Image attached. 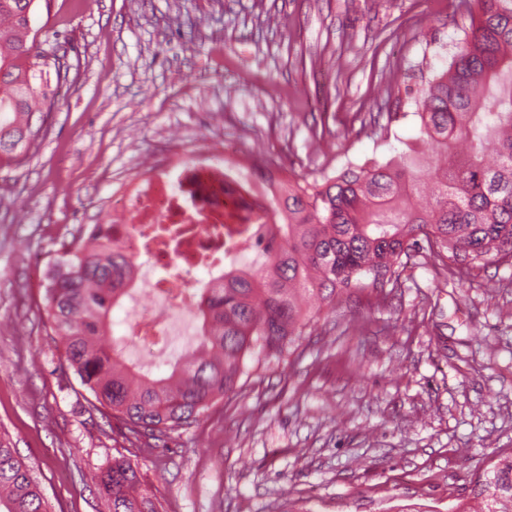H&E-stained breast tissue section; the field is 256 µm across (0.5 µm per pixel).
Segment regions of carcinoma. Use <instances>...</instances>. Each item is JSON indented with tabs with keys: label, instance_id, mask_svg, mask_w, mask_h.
<instances>
[{
	"label": "carcinoma",
	"instance_id": "carcinoma-1",
	"mask_svg": "<svg viewBox=\"0 0 512 512\" xmlns=\"http://www.w3.org/2000/svg\"><path fill=\"white\" fill-rule=\"evenodd\" d=\"M36 0H0V157L34 147L31 117L52 99L38 50ZM473 17L448 68L421 81L412 101L419 143L337 175L272 181L271 236L259 257L198 291L201 325L192 354L169 375L134 371L109 349L112 311L128 297L135 262L92 224L90 248L63 245L47 287L54 335L69 367L104 414L151 440L190 427L240 389L246 360L280 356L311 333L317 314L301 291L331 306L357 291L397 285L411 252L467 271L512 259V0H466ZM110 512H159L138 466L125 456L98 476ZM479 508L512 512V455L475 484ZM0 512H48L17 451L0 442Z\"/></svg>",
	"mask_w": 512,
	"mask_h": 512
}]
</instances>
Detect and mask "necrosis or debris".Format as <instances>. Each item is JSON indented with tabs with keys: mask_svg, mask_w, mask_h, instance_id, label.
Returning <instances> with one entry per match:
<instances>
[{
	"mask_svg": "<svg viewBox=\"0 0 512 512\" xmlns=\"http://www.w3.org/2000/svg\"><path fill=\"white\" fill-rule=\"evenodd\" d=\"M235 150L192 164H173L140 178L124 203L137 221L113 224L114 243L145 258L151 272L149 303L136 305L132 332L140 350L154 355L160 343L180 335V308L191 305L192 291L223 282L229 263L255 257L254 243L267 225H252L241 235L225 223L226 214L246 207L265 213L267 194L253 190L252 172L235 165Z\"/></svg>",
	"mask_w": 512,
	"mask_h": 512,
	"instance_id": "1",
	"label": "necrosis or debris"
}]
</instances>
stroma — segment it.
<instances>
[{
    "label": "stroma",
    "instance_id": "1",
    "mask_svg": "<svg viewBox=\"0 0 512 512\" xmlns=\"http://www.w3.org/2000/svg\"><path fill=\"white\" fill-rule=\"evenodd\" d=\"M50 0L33 19L54 104L0 159V441L49 512H109L138 462L159 512H456L512 453V260L459 277L418 254L386 299L322 307L293 353L164 442L91 405L46 308L49 271L170 158L235 145L296 173L384 160L419 134L411 90L446 69L463 0Z\"/></svg>",
    "mask_w": 512,
    "mask_h": 512
}]
</instances>
